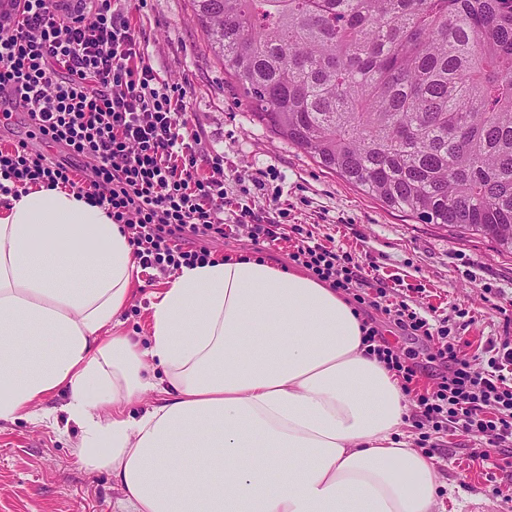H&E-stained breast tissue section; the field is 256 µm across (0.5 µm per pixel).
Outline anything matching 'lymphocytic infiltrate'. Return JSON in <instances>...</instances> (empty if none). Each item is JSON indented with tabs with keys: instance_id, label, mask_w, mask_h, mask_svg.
I'll list each match as a JSON object with an SVG mask.
<instances>
[{
	"instance_id": "f902f5d3",
	"label": "lymphocytic infiltrate",
	"mask_w": 512,
	"mask_h": 512,
	"mask_svg": "<svg viewBox=\"0 0 512 512\" xmlns=\"http://www.w3.org/2000/svg\"><path fill=\"white\" fill-rule=\"evenodd\" d=\"M0 26V120L25 113L42 143L20 140L0 149V192L26 186L69 188L103 207L127 229L140 267L160 272L212 263L206 239L247 233L254 245L284 239L288 211L280 203L252 208L228 196L224 157L204 153L188 118L189 87L153 68L139 27L122 0H21ZM93 160L78 176L74 159ZM289 258L321 281L371 308L364 340L394 372L405 392L418 367L379 344L375 314L403 335L445 337L435 386L417 395L424 417L492 444L512 443V350L476 372L472 358L449 342L448 325L433 326L406 301L390 300L386 284L364 276L350 253H336L302 235Z\"/></svg>"
}]
</instances>
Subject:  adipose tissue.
I'll return each mask as SVG.
<instances>
[{
    "instance_id": "1",
    "label": "adipose tissue",
    "mask_w": 512,
    "mask_h": 512,
    "mask_svg": "<svg viewBox=\"0 0 512 512\" xmlns=\"http://www.w3.org/2000/svg\"><path fill=\"white\" fill-rule=\"evenodd\" d=\"M138 273L99 205L0 192V420L66 391L79 459L125 512H435L434 461L346 295L258 258L184 266L143 344L118 330Z\"/></svg>"
}]
</instances>
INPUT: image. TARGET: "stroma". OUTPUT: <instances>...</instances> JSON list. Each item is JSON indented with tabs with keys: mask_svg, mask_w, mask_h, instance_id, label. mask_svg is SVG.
<instances>
[{
	"mask_svg": "<svg viewBox=\"0 0 512 512\" xmlns=\"http://www.w3.org/2000/svg\"><path fill=\"white\" fill-rule=\"evenodd\" d=\"M134 17L160 76L191 87V127L205 152L223 155L228 192L275 170L289 224L351 253L390 285L391 298L415 290L421 314L447 319L461 353L478 354L490 344L512 349V254L499 252L490 239H460L442 225L390 209L273 135L209 51L191 0H145ZM163 280L139 273L122 316L125 334L145 338L152 294ZM406 423L415 446L433 454L445 512H512V447L491 449L490 460L473 462L479 440L423 425L414 400ZM79 440L73 424L1 420L0 512H119L120 489L108 472L82 466Z\"/></svg>",
	"mask_w": 512,
	"mask_h": 512,
	"instance_id": "35a3bbf8",
	"label": "stroma"
}]
</instances>
